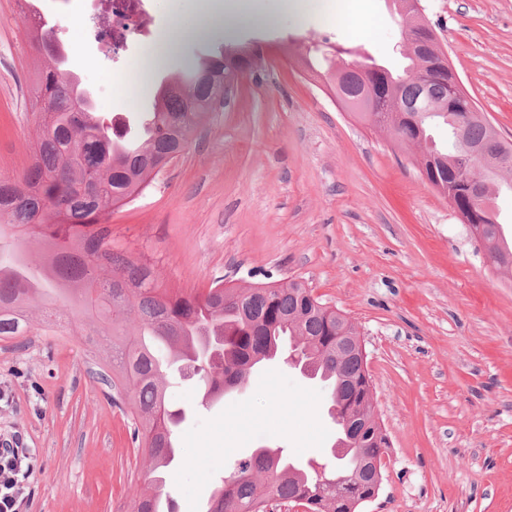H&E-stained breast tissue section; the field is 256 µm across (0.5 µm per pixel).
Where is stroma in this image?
<instances>
[{
    "mask_svg": "<svg viewBox=\"0 0 512 512\" xmlns=\"http://www.w3.org/2000/svg\"><path fill=\"white\" fill-rule=\"evenodd\" d=\"M67 67L102 117L138 131L156 87L217 47L263 48L184 153L133 202L113 208L112 239L157 263L165 287L246 288L297 279L364 338L375 412L389 438L386 478L363 512H512V281L500 277L466 224L400 146L341 110L301 58L310 42L402 71L405 23L391 0H342L363 36L282 0L271 27L213 0H150L152 35L119 60L74 40L85 0H35ZM461 86L512 135V0H422ZM185 37L168 65L140 79L157 32ZM45 55L18 0H0V178H18L35 142L37 68ZM111 349L82 315L0 337V440L25 449L23 512H132L146 469L123 402L100 373ZM185 409L167 491L199 512L218 479L261 446L299 463L326 461L335 440L321 382L273 363L244 394L202 404L194 381L169 388Z\"/></svg>",
    "mask_w": 512,
    "mask_h": 512,
    "instance_id": "35a3bbf8",
    "label": "stroma"
}]
</instances>
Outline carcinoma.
<instances>
[{
  "instance_id": "1",
  "label": "carcinoma",
  "mask_w": 512,
  "mask_h": 512,
  "mask_svg": "<svg viewBox=\"0 0 512 512\" xmlns=\"http://www.w3.org/2000/svg\"><path fill=\"white\" fill-rule=\"evenodd\" d=\"M26 23L41 48L52 46L54 32L41 20ZM428 38L416 33L406 52L405 75L383 70L385 100L401 111L421 100L437 105L422 120L421 136L405 122L398 131L418 139L424 154L447 161L448 168L440 169V175L450 183L453 160L460 152L458 137L474 149L499 139L502 158L497 171L477 165L467 175L480 188L485 215L484 223L477 225L480 244L495 270L512 280V244L502 246L493 209L497 193L512 189V141L484 117L472 119L458 133L455 112L448 109V84L420 82ZM342 53L316 45L305 64L314 72L316 60H322L327 66L324 77L339 79L338 89L350 110L356 111L366 99L364 82L348 69L349 63L336 65V55ZM204 72L210 73V81L198 79ZM226 74L223 49L200 59L178 90H160L145 120L144 141L121 150L128 134L115 124H88L85 116L95 114L92 108L73 111L66 92L70 73L54 61L37 73L42 112L35 161L21 181L0 179V336L25 335L30 329L27 309L40 299L77 308L97 326V335L112 342V367L118 373L103 381L125 393L131 417L142 422L143 429H135L134 437L141 438L148 460L133 512H176L174 504L163 502L165 475L177 454L169 436L183 417L167 403L169 365L196 380L207 399L223 394L227 383L249 381L258 364L286 351L300 356L306 371L328 389L331 417H366L374 412L359 361L349 357L340 370L330 365L336 337L351 334L349 318H336L303 283L226 288L218 279L202 290H168L159 284L154 264L130 256L112 242V205L134 200L150 185L155 174L148 157L185 150L189 136L224 88ZM437 119L448 125L450 151L429 140V127ZM32 243L42 249L43 261L35 267L25 257ZM381 444L376 436H367L363 445L351 449L348 460L336 462V469L329 471L299 467L279 448H257L224 478L203 512H273L275 503L297 501L307 512H351L353 503L368 494L362 477L365 458L387 454Z\"/></svg>"
}]
</instances>
